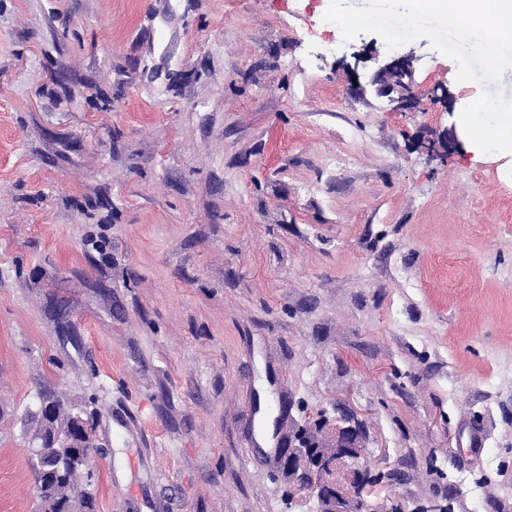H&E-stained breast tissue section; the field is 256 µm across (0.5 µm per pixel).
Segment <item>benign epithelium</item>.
Here are the masks:
<instances>
[{
	"instance_id": "1",
	"label": "benign epithelium",
	"mask_w": 512,
	"mask_h": 512,
	"mask_svg": "<svg viewBox=\"0 0 512 512\" xmlns=\"http://www.w3.org/2000/svg\"><path fill=\"white\" fill-rule=\"evenodd\" d=\"M352 61L341 60L344 70L355 81L354 90L364 93L372 89L379 97L387 98L392 109L411 110L417 100L412 90L413 57L410 53H390L383 56L375 44L351 53ZM372 62L374 70L363 72L365 64ZM463 149V142L456 129L448 138L439 141L438 155ZM66 408L63 401L52 394H43L35 417L40 422L53 418ZM58 445L73 449L70 460L90 465L91 459L102 454L96 442L95 430L84 419L77 418L76 425L48 437L31 440L30 459L39 475L37 490L49 493L58 483L63 461L57 458L48 464L49 449ZM368 448L363 445V433L358 424L336 428V446L321 449L314 437L298 433L288 438V448L279 456L281 470L288 479L292 495L288 507L300 501L315 502L317 512H392L385 501L370 502L366 499L372 485L371 468L367 462Z\"/></svg>"
}]
</instances>
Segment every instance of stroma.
<instances>
[{"instance_id": "obj_1", "label": "stroma", "mask_w": 512, "mask_h": 512, "mask_svg": "<svg viewBox=\"0 0 512 512\" xmlns=\"http://www.w3.org/2000/svg\"><path fill=\"white\" fill-rule=\"evenodd\" d=\"M330 0H0V512L84 410L98 512H288L255 433L353 415L401 512H512V156L481 91L352 94Z\"/></svg>"}]
</instances>
